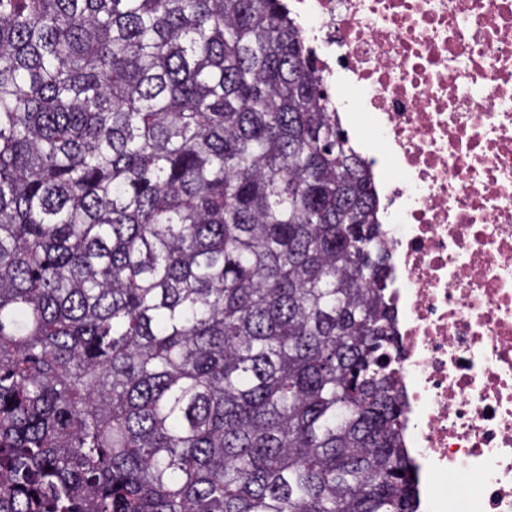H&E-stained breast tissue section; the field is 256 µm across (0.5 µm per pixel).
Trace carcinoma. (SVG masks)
I'll use <instances>...</instances> for the list:
<instances>
[{
  "label": "carcinoma",
  "mask_w": 512,
  "mask_h": 512,
  "mask_svg": "<svg viewBox=\"0 0 512 512\" xmlns=\"http://www.w3.org/2000/svg\"><path fill=\"white\" fill-rule=\"evenodd\" d=\"M378 207L285 0H0V512H416Z\"/></svg>",
  "instance_id": "1"
}]
</instances>
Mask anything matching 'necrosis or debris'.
I'll return each instance as SVG.
<instances>
[{"label": "necrosis or debris", "instance_id": "obj_1", "mask_svg": "<svg viewBox=\"0 0 512 512\" xmlns=\"http://www.w3.org/2000/svg\"><path fill=\"white\" fill-rule=\"evenodd\" d=\"M387 231L420 512H512V0H289Z\"/></svg>", "mask_w": 512, "mask_h": 512}]
</instances>
